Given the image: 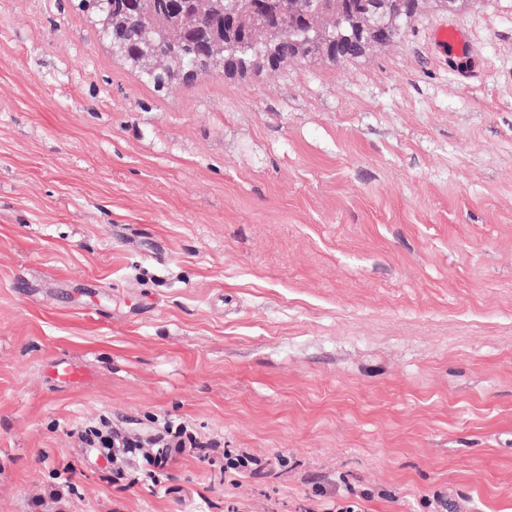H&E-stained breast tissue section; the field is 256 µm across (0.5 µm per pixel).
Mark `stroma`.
Masks as SVG:
<instances>
[{"label":"stroma","mask_w":512,"mask_h":512,"mask_svg":"<svg viewBox=\"0 0 512 512\" xmlns=\"http://www.w3.org/2000/svg\"><path fill=\"white\" fill-rule=\"evenodd\" d=\"M102 419L207 456L105 468L71 435ZM438 494L512 512V0L164 92L75 0H0V512ZM434 41L439 47H450L456 55L470 52V43L458 25L441 24L434 29ZM170 430H166V432H158L154 435L153 442L157 448H177L181 450L182 448H186L189 445V448L198 449L199 451H203L205 445L197 440V437L188 434L186 430H181L175 428V436L174 439L170 438Z\"/></svg>","instance_id":"1"}]
</instances>
